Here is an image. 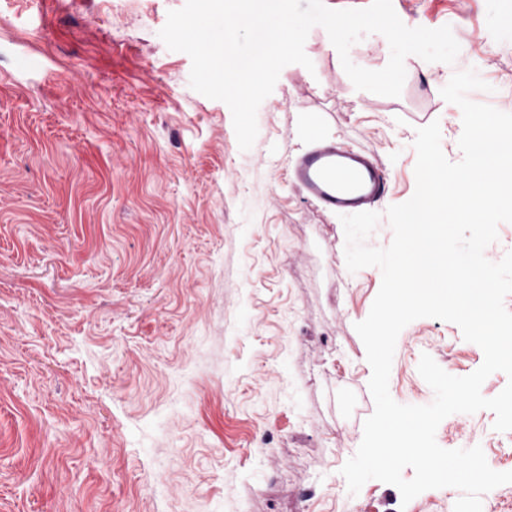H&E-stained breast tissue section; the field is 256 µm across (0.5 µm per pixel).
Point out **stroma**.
<instances>
[{"label": "stroma", "mask_w": 512, "mask_h": 512, "mask_svg": "<svg viewBox=\"0 0 512 512\" xmlns=\"http://www.w3.org/2000/svg\"><path fill=\"white\" fill-rule=\"evenodd\" d=\"M186 0H0V512H432L341 469L374 411L355 325L379 268L349 272L339 216L288 180L310 134L385 164L387 205L415 190L416 131L480 65L472 99L512 113V0H398L407 26H450L454 64L415 59L398 97L352 95L324 28L285 66L240 150L229 107L193 90L191 59L159 35ZM465 376L479 346L450 322L400 333L389 391L434 394L421 354ZM481 410L444 419L445 449H505ZM287 482L295 500L273 492ZM449 502L461 492L447 489Z\"/></svg>", "instance_id": "obj_1"}]
</instances>
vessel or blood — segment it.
<instances>
[{
    "label": "vessel or blood",
    "instance_id": "b4317fda",
    "mask_svg": "<svg viewBox=\"0 0 512 512\" xmlns=\"http://www.w3.org/2000/svg\"><path fill=\"white\" fill-rule=\"evenodd\" d=\"M290 176L305 199L327 213L367 211L391 194L387 173L368 151L321 137L293 157Z\"/></svg>",
    "mask_w": 512,
    "mask_h": 512
}]
</instances>
